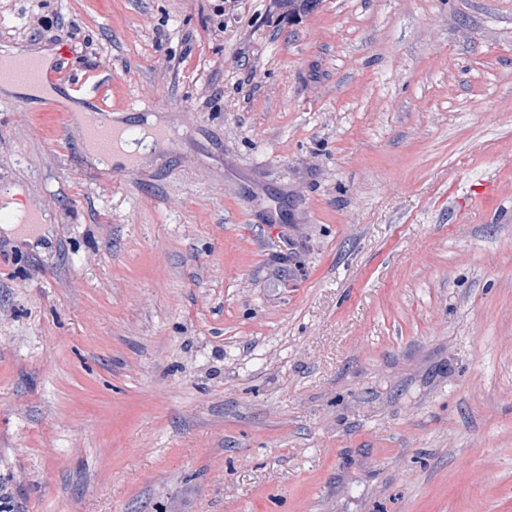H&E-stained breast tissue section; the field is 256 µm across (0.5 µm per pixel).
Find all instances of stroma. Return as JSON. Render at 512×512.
Returning <instances> with one entry per match:
<instances>
[{"instance_id":"obj_1","label":"stroma","mask_w":512,"mask_h":512,"mask_svg":"<svg viewBox=\"0 0 512 512\" xmlns=\"http://www.w3.org/2000/svg\"><path fill=\"white\" fill-rule=\"evenodd\" d=\"M31 49L65 62L0 89V198L53 224L0 232L15 512H512V0H0ZM78 112L169 137L115 173Z\"/></svg>"}]
</instances>
